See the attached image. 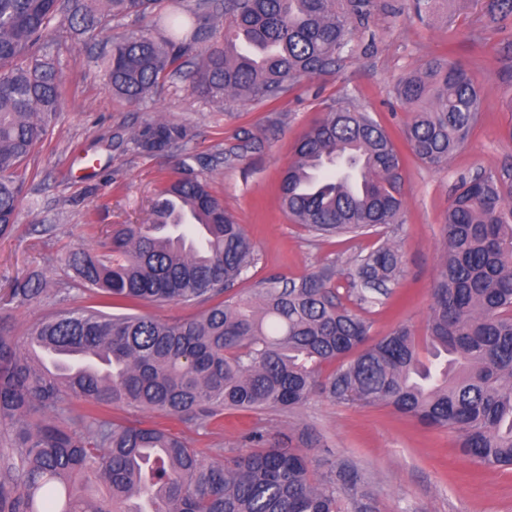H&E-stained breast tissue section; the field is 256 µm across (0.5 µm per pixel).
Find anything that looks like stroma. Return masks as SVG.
<instances>
[{"label":"stroma","instance_id":"obj_1","mask_svg":"<svg viewBox=\"0 0 512 512\" xmlns=\"http://www.w3.org/2000/svg\"><path fill=\"white\" fill-rule=\"evenodd\" d=\"M490 3L438 0L423 22L411 0H373L372 14L357 28L353 52L340 67L300 79L277 99L244 105L188 95L178 77L137 107L113 97L106 88L104 52L112 40L140 27L136 18L112 22L84 43L50 35L66 76L63 104L27 161L29 179L15 229L0 237V327L21 336L55 311L82 306L68 255L96 251L91 225L144 222L185 151L197 158L201 177L256 246L257 263L234 293L260 288L271 277L298 279L326 264L346 273L348 260L375 247L377 236L311 237L280 209V172L292 159L294 142L343 96L400 136L412 111L395 98V86L445 56L473 73L485 110L446 167L429 169L404 153L405 208L390 230L402 246L404 273L384 303L364 314L373 338L402 324L424 334L452 191L461 177L512 158V17L490 22ZM157 119L192 128L185 150L154 157L132 151V132ZM34 271L45 280L42 301L11 304L15 281ZM116 415L168 428L207 457L217 448L224 457L234 456L255 429L283 443L310 431L320 441L309 451L314 463L323 470L343 462L357 466L378 512H512V469H485L460 452L455 433L424 427L381 405L340 404L317 392L292 411L228 410L221 422L204 426L135 409Z\"/></svg>","mask_w":512,"mask_h":512}]
</instances>
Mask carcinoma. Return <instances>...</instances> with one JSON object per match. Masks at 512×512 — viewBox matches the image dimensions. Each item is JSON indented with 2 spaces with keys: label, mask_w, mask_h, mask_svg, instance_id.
<instances>
[{
  "label": "carcinoma",
  "mask_w": 512,
  "mask_h": 512,
  "mask_svg": "<svg viewBox=\"0 0 512 512\" xmlns=\"http://www.w3.org/2000/svg\"><path fill=\"white\" fill-rule=\"evenodd\" d=\"M159 0H0V236L14 230L26 161L59 112L65 84L44 43L109 22L147 16ZM178 10L112 42L106 86L136 107L178 75L212 103L269 101L303 77L329 74L352 53L372 0H224V39L212 0ZM198 63L182 71L185 60ZM416 108L403 131L416 159L448 165L483 112L472 74L441 57L396 88ZM193 138L154 121L131 139L144 155ZM280 179L288 218L314 237H359L401 223V153L371 115L342 98L293 145ZM444 251L425 342L401 324L370 341L366 310L383 304L403 272L390 238L353 259L348 288L326 265L295 280L268 279L252 297L224 299L255 265L243 225L185 159L157 192L147 224L100 237L103 254L70 253L88 304L35 323L21 338L0 329V512H372L358 470L316 473L302 432L283 447L261 431L245 451L206 459L165 428L112 415L131 407L202 424L226 410L294 409L321 391L332 400L383 405L454 432L466 455L512 466V162L460 179L444 217ZM42 275L11 288V301H40ZM204 304L167 321L114 305ZM334 366L329 373L324 367ZM82 402L79 411L63 406ZM102 482L105 496L87 492Z\"/></svg>",
  "instance_id": "obj_1"
}]
</instances>
